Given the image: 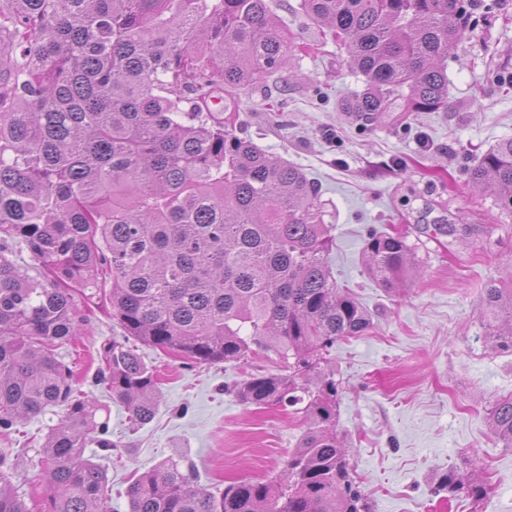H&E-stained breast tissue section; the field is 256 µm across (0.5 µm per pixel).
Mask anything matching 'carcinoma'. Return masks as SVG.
I'll return each mask as SVG.
<instances>
[{
  "label": "carcinoma",
  "mask_w": 512,
  "mask_h": 512,
  "mask_svg": "<svg viewBox=\"0 0 512 512\" xmlns=\"http://www.w3.org/2000/svg\"><path fill=\"white\" fill-rule=\"evenodd\" d=\"M348 54L364 89L341 110L448 111L444 61L478 25L477 0H301ZM300 49L268 0H0V433L51 408L42 444L43 512H112L107 474L84 457L113 448L98 407L56 350L104 298L125 341L105 350L101 384L132 424L151 421L158 381L135 340L198 364L274 352L283 372L251 374L234 393L288 406L309 423L283 470L215 495L173 460L133 479L129 512H363L336 434V342L363 335L369 312L339 286L320 189L298 167L237 134L241 96ZM224 100L221 110L213 100ZM512 213V137L470 171ZM29 254L25 267L14 249ZM369 275L388 290L413 277L416 246L365 240ZM512 348V285L485 289ZM512 447V396L490 411ZM0 449V512H30ZM436 491L478 499L451 474Z\"/></svg>",
  "instance_id": "1"
}]
</instances>
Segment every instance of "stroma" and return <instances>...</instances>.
<instances>
[{"label":"stroma","mask_w":512,"mask_h":512,"mask_svg":"<svg viewBox=\"0 0 512 512\" xmlns=\"http://www.w3.org/2000/svg\"><path fill=\"white\" fill-rule=\"evenodd\" d=\"M300 3L275 0L302 48L289 68L243 97L241 134L319 184L335 215L333 274L372 318V328L331 350L336 432L367 510L512 512V447H503L489 421L491 407L512 395V350L495 342L482 306L487 285L512 281V214L468 183L482 154L512 137V0H501L446 60L447 111L392 112L367 125L339 109L362 89V76ZM328 129L336 141L325 140ZM428 204L455 225L454 234L424 231L418 218ZM487 224L495 225L493 236H485ZM372 231H399L417 244L420 276L408 287L388 291L370 278L363 247ZM86 315L84 335L58 354L109 425L114 448L92 445L85 456L108 471L112 512H127L135 475L168 459L217 494L227 482L279 473L306 423L288 409L243 404L233 392L248 374L280 372L274 353L198 365L137 345L158 375L160 400L153 420L135 429L96 383L105 347L123 331L106 304ZM60 416L53 408L0 434V448L17 451L13 483L30 512L44 507L41 445ZM452 471L478 472L483 497L436 494Z\"/></svg>","instance_id":"obj_1"}]
</instances>
